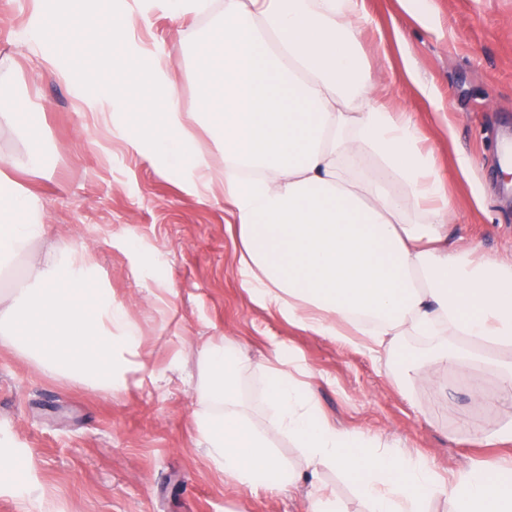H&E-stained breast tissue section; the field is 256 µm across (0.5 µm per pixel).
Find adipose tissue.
<instances>
[{
	"mask_svg": "<svg viewBox=\"0 0 512 512\" xmlns=\"http://www.w3.org/2000/svg\"><path fill=\"white\" fill-rule=\"evenodd\" d=\"M95 2L82 0L76 13L72 0H33L35 10L53 9L57 41L87 68L97 67L99 46L112 45L108 83L73 82L78 107L117 116L120 135L188 190L221 192L253 301L379 358L392 357L399 337L426 339L429 353L409 363L414 377L483 363L512 390V260L481 258L476 240L449 244L455 202L410 113L374 97L357 48L359 0H151L175 19H213L189 49L203 84L192 112L168 81L170 55L129 52L134 6L115 0L111 25L92 26L85 15ZM195 124L223 153V169L211 168ZM44 232L35 196L1 171L0 258L26 252ZM0 345L90 390L118 391L142 369L128 304L98 286L82 250L33 260L25 285L0 295ZM275 356L265 370L276 417L268 434L241 410L249 358L220 339L200 351L196 432L237 484L275 494L298 482L272 450L277 433L302 448L311 474L356 475L370 512H421L434 497L448 512H512V468L475 466L441 482L425 462L330 424L285 370L286 349Z\"/></svg>",
	"mask_w": 512,
	"mask_h": 512,
	"instance_id": "adipose-tissue-1",
	"label": "adipose tissue"
}]
</instances>
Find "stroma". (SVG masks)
Listing matches in <instances>:
<instances>
[{"label":"stroma","mask_w":512,"mask_h":512,"mask_svg":"<svg viewBox=\"0 0 512 512\" xmlns=\"http://www.w3.org/2000/svg\"><path fill=\"white\" fill-rule=\"evenodd\" d=\"M362 4L358 39L378 95L412 113L457 203L449 242L476 240L486 258L512 257V176L503 175L497 146L498 132L512 131V0ZM30 18L31 0H0V93L27 98L42 164L16 169L34 143L27 128L0 125V171L38 198L46 233L10 262L13 277L0 290L21 287L30 258L86 249L99 285L129 302L145 369L121 392H95L1 346L0 453L20 465L0 478V512H307L304 489H243L197 447L198 353L219 336L251 359L242 409L257 429H273L263 368L280 342L309 372V389L336 427L399 440L443 478L512 460V445L473 443L474 427L512 420V393L492 371L441 372L403 394L402 365L303 331L253 302L240 286L223 199L200 200L169 179L115 134L111 113L79 111L69 84L18 42ZM210 24L155 10L138 20L136 38L171 48ZM168 284L175 296L156 305L153 291ZM475 386L496 406L472 401ZM321 481L343 512H369L354 476L327 470Z\"/></svg>","instance_id":"obj_1"}]
</instances>
